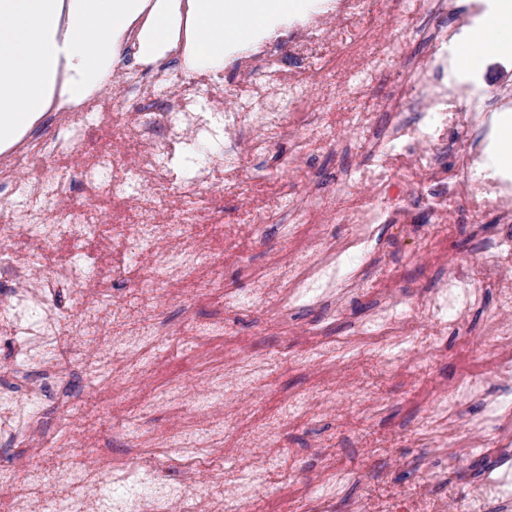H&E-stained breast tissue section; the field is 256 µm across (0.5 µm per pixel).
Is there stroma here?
I'll list each match as a JSON object with an SVG mask.
<instances>
[{"label":"stroma","instance_id":"obj_1","mask_svg":"<svg viewBox=\"0 0 512 512\" xmlns=\"http://www.w3.org/2000/svg\"><path fill=\"white\" fill-rule=\"evenodd\" d=\"M378 163V158L352 145L316 155L308 162L314 174L309 191L316 197H333L346 174ZM77 230L72 241L47 243L21 236L12 249L44 264L70 257L79 265L83 252L94 246L95 230L86 224ZM354 232L351 224L298 225L291 214L282 213L278 223L267 225L248 244L243 259L225 258L219 286L205 288L187 280L180 295L158 310L142 293L139 280L115 283L102 278L101 287L114 300H130L128 322L150 310L163 333L178 332L193 322L220 321L224 330L173 347L164 343L115 364L116 383L134 373L143 377L134 397L125 400L134 416L130 424L119 417H101V408L111 397L99 392L80 370L65 375L63 387L91 427L92 447L114 464H131L150 471L162 483L181 485L190 450L167 449L151 464L149 443L170 432L173 418L188 420L195 412L187 403L149 406L145 400L154 390L170 387L195 371L224 373L226 359L242 348L249 351L262 385L226 400V409L238 411V421L213 445L225 451V474H239L247 462L235 455V448L253 425L275 422V443L264 453L277 463L266 475L265 488L253 498V512H313L320 495L328 498L330 512H352L362 503L368 504L369 512H392L396 498L421 486L428 489L436 512H512V495L478 503L471 496L482 483H512V411L501 410L492 420L487 417L488 404L512 399V377L501 374L512 330L501 328L506 316L498 296L476 276L472 285L479 293L462 315L429 325L418 310L422 299L447 278V256H456L463 268L477 272L503 255L501 225L473 224L466 218L445 231L422 223L373 225L364 263L353 265L331 296L297 303L286 324L274 329L267 320L277 304L275 294L259 295L254 306L241 311L225 305V290L252 291L255 277L273 260L309 248L315 236L343 251L350 248ZM422 248L431 254L425 263L416 259ZM391 292L401 297L405 320L419 337L430 340L432 358L425 369H415L397 349L381 345L361 327L362 319L381 308ZM476 336L483 340L478 348L471 344ZM464 379H481L485 385L454 413L463 423L482 422V432L448 434L452 451H468L460 473L452 452H438L436 439L422 435L419 424L435 396ZM326 392L344 394L349 409L334 413L318 407L308 418L277 421L280 405L290 397Z\"/></svg>","mask_w":512,"mask_h":512}]
</instances>
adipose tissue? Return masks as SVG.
Returning a JSON list of instances; mask_svg holds the SVG:
<instances>
[{"label": "adipose tissue", "mask_w": 512, "mask_h": 512, "mask_svg": "<svg viewBox=\"0 0 512 512\" xmlns=\"http://www.w3.org/2000/svg\"><path fill=\"white\" fill-rule=\"evenodd\" d=\"M307 5L308 0H188L194 37L185 55L186 68L222 70L230 52L251 48L256 32L287 27L289 13ZM169 40L170 15L165 8H155L139 35L140 58L157 57ZM470 44V51L461 57L467 68L476 62L472 48L484 55L512 52V0H498L472 32Z\"/></svg>", "instance_id": "ef3b65f1"}]
</instances>
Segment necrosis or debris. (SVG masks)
Masks as SVG:
<instances>
[{
    "label": "necrosis or debris",
    "mask_w": 512,
    "mask_h": 512,
    "mask_svg": "<svg viewBox=\"0 0 512 512\" xmlns=\"http://www.w3.org/2000/svg\"><path fill=\"white\" fill-rule=\"evenodd\" d=\"M488 0H330L310 10L305 22L292 25L278 44L263 41L235 60L237 79L225 89L216 77L187 74L180 62L189 36L186 15L174 19L173 46L166 59L140 61L138 68L112 70L118 96L97 92L69 100L66 67H59L46 109L69 136L56 145L29 140L15 154L0 156V186L15 190L22 205L0 199V257L12 260V242L19 233L63 237L73 224L96 225L106 241L88 253L90 267L108 265L113 280L136 274L153 296L172 297L176 278H188L211 266V254L200 247L202 228L224 227L233 245L259 236L291 209L299 224H332L337 218L363 229L355 250L368 241L366 228L378 223L374 203L392 201L393 221L416 218L417 193L435 194L427 206L432 224H454L458 202H465L472 223L493 216L512 229V174L473 183L470 175L489 165V146L496 136L494 117L512 108V86L487 88L482 76L457 70L455 57L462 36L476 26ZM421 38L423 49L412 54L404 31ZM394 72L391 93L366 107L371 85ZM204 95H197V86ZM122 102L113 112L114 102ZM113 112L110 125L95 139H86L73 114ZM385 113L390 124L384 144L399 159L397 168H363L353 180L355 196L339 191L332 200L310 208L303 194L293 192L314 155L353 142L363 150L377 148L371 114ZM470 130L473 137L457 150L452 164L440 156L449 138ZM213 141L223 153L197 166L192 176L175 178L162 155L184 153L191 145ZM284 144L288 158L275 172L258 175L254 163ZM234 195L232 219L213 204L215 192ZM83 193L87 210L73 207ZM342 272V260L319 259L292 251L287 261H274L256 278L258 288L276 289L278 307L272 325H283L288 309L311 294L326 293ZM471 274L457 270L430 302L434 313L462 314L476 295ZM71 285L73 309L62 312L51 301L55 286ZM94 277H77L73 262L52 267L29 263L0 297V338H11L16 357L37 364L43 381L20 394L0 392V440L22 441L26 450L11 465L0 466V489H12L8 512H182L173 491L151 477L130 478L126 469L91 449L82 415L69 413L58 445L40 440L38 409L47 397V380L63 377L68 350L81 349L79 368L95 385L111 380L113 364L154 348L160 334L151 317L141 316L125 327L126 307L103 309ZM67 318L66 338L56 324ZM252 377L179 388L200 412L203 427H178L168 444H191L206 450L210 440L233 426L231 417H214L224 397L252 389ZM52 455L66 460L61 469L45 468ZM223 482L224 497L215 500L198 491V477ZM43 485L80 484L77 498L33 499L18 493L21 479ZM189 512H250L252 498L240 480L224 476L222 459L188 473Z\"/></svg>",
    "instance_id": "1"
}]
</instances>
